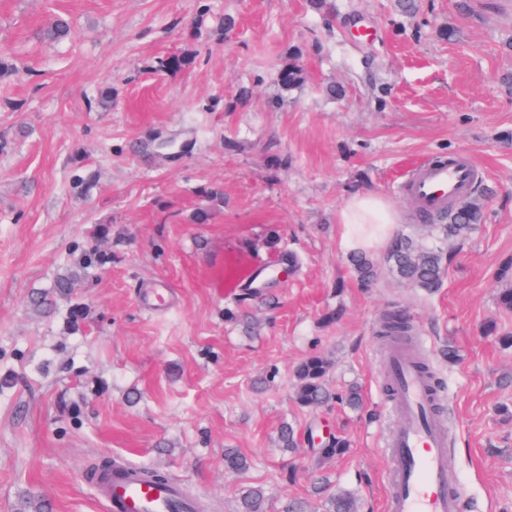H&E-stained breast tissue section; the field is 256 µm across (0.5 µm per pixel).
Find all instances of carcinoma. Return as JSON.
Masks as SVG:
<instances>
[{"mask_svg":"<svg viewBox=\"0 0 512 512\" xmlns=\"http://www.w3.org/2000/svg\"><path fill=\"white\" fill-rule=\"evenodd\" d=\"M42 39L47 41H62L71 35V22L68 18L56 15L42 27ZM195 62L192 55L161 58L157 61L160 71H181L188 69ZM288 80L277 82L283 91L297 88L303 81L302 69L294 64H288ZM483 193L479 189L456 202L448 209L442 223L430 222L427 227L438 231L442 238L458 243L465 242L484 223V208L481 202ZM386 262L395 277L412 288H417L427 294L435 293L443 286L444 278L452 262L451 255L441 248L425 246L415 239L412 234H402L395 238L390 245ZM348 263L359 285L370 288L376 284L380 270L378 264L365 253L354 252L349 255ZM497 279L508 284L501 289L498 296L500 307L512 312V261L503 264L497 272ZM411 331L409 319L399 309L387 312L381 336L389 339H401ZM332 361L325 356L311 354L305 357L293 372L292 398L294 403L303 410H314L336 399L352 408L360 406L361 398L358 389L350 387L343 393L334 392L329 386V375ZM350 448L349 440L343 435L332 436L325 447L312 451L311 463L315 468H321L325 463L342 457ZM224 467L231 471H241L248 467L247 458L234 448L224 450ZM327 482L321 481L313 486V494L319 497L321 512H359L355 495L345 489L332 494H324ZM267 496L264 487L253 486L244 489L238 500V512H266Z\"/></svg>","mask_w":512,"mask_h":512,"instance_id":"cac0c4a2","label":"carcinoma"}]
</instances>
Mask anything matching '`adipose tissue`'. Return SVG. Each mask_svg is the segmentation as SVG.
I'll return each mask as SVG.
<instances>
[{
  "instance_id": "1",
  "label": "adipose tissue",
  "mask_w": 512,
  "mask_h": 512,
  "mask_svg": "<svg viewBox=\"0 0 512 512\" xmlns=\"http://www.w3.org/2000/svg\"><path fill=\"white\" fill-rule=\"evenodd\" d=\"M397 221L396 213L372 196L354 195L339 213L341 239L352 251L370 250L386 243Z\"/></svg>"
}]
</instances>
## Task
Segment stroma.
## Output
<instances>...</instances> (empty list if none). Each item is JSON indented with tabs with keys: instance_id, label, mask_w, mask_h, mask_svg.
<instances>
[{
	"instance_id": "1",
	"label": "stroma",
	"mask_w": 512,
	"mask_h": 512,
	"mask_svg": "<svg viewBox=\"0 0 512 512\" xmlns=\"http://www.w3.org/2000/svg\"><path fill=\"white\" fill-rule=\"evenodd\" d=\"M327 2L325 15L309 0H0V47L18 66L0 78V512H103L83 475L107 457L163 471L211 512H236L254 485L280 512L316 477L306 446L281 448L288 421L302 437L319 423L344 434L333 486L384 512L378 329L394 305L444 383L466 512H512V313L496 304L512 260V0H417L411 17L395 0ZM58 14L71 37L41 42ZM227 14L237 27L222 34ZM179 54L193 66L156 70ZM292 62L305 81L280 90ZM107 86L111 108L93 107ZM459 152L485 222L443 288L423 296L388 272L359 287L338 224L347 199H382L405 229L417 217L403 182ZM78 169L90 192L74 189ZM201 208L209 222L193 223ZM94 242L102 263L57 288ZM284 247L299 266L272 284L274 303L247 298V272L276 268ZM150 288L169 292L161 313L144 306ZM313 353L331 359L334 389L358 387L359 410L294 404L293 369ZM228 448L248 470H225Z\"/></svg>"
}]
</instances>
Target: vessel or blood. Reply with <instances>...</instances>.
Wrapping results in <instances>:
<instances>
[{
	"instance_id": "b4317fda",
	"label": "vessel or blood",
	"mask_w": 512,
	"mask_h": 512,
	"mask_svg": "<svg viewBox=\"0 0 512 512\" xmlns=\"http://www.w3.org/2000/svg\"><path fill=\"white\" fill-rule=\"evenodd\" d=\"M471 157L459 153L415 169L404 190L424 210L440 209L464 195L475 181ZM393 428L384 446L389 461L385 512H464L463 494L448 460V436L435 414L436 398L419 356L392 344L385 356ZM125 461L92 482L105 512H193L194 498L177 482L151 484Z\"/></svg>"
}]
</instances>
